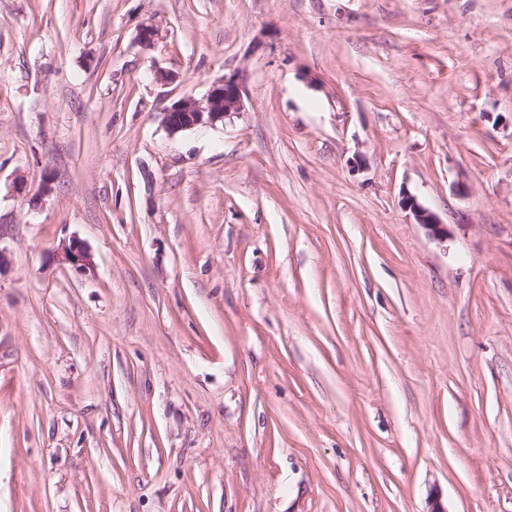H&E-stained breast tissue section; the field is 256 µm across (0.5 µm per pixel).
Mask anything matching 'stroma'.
Instances as JSON below:
<instances>
[{"mask_svg": "<svg viewBox=\"0 0 512 512\" xmlns=\"http://www.w3.org/2000/svg\"><path fill=\"white\" fill-rule=\"evenodd\" d=\"M436 495L512 512V0H0V512ZM242 87L239 76H224L211 86L203 101L187 96L175 102L167 112H163V123L170 133L175 134L224 120L240 110ZM401 205L405 210H408L416 219L418 224H421L434 238L441 237L445 231L448 233V228L445 224H441L437 217L423 208L412 195H404L401 199ZM56 261L63 267H68L82 274H91L94 272L92 257L83 244L72 239L67 244H63L55 253Z\"/></svg>", "mask_w": 512, "mask_h": 512, "instance_id": "obj_1", "label": "stroma"}]
</instances>
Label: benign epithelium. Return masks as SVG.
<instances>
[{
  "label": "benign epithelium",
  "instance_id": "obj_1",
  "mask_svg": "<svg viewBox=\"0 0 512 512\" xmlns=\"http://www.w3.org/2000/svg\"><path fill=\"white\" fill-rule=\"evenodd\" d=\"M242 82L236 75L226 76L215 82L206 98L199 101L193 97H183L163 113V123L172 134L194 128L198 125H213L241 108ZM401 205L408 210L429 234L438 238L447 231L437 217L423 208L412 195H404ZM56 261L82 274L94 272L92 257L83 244L72 239L57 249Z\"/></svg>",
  "mask_w": 512,
  "mask_h": 512
}]
</instances>
